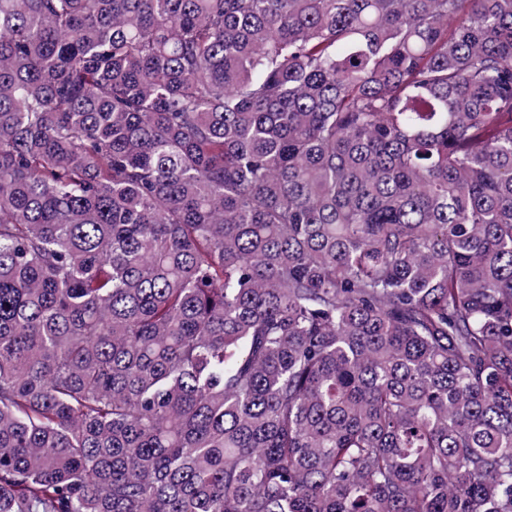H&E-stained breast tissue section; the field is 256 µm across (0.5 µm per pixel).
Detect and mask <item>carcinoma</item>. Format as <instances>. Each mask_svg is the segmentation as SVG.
Masks as SVG:
<instances>
[{"mask_svg":"<svg viewBox=\"0 0 512 512\" xmlns=\"http://www.w3.org/2000/svg\"><path fill=\"white\" fill-rule=\"evenodd\" d=\"M0 512H512V0H0Z\"/></svg>","mask_w":512,"mask_h":512,"instance_id":"carcinoma-1","label":"carcinoma"}]
</instances>
